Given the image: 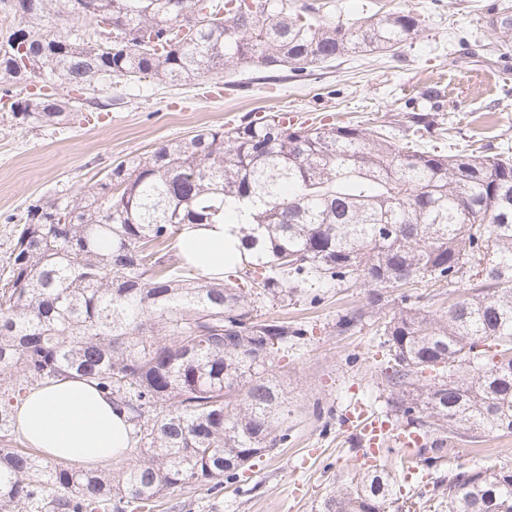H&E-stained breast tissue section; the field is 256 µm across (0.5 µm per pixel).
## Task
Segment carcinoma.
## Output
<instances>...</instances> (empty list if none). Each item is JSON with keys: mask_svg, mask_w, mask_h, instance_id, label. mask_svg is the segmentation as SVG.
<instances>
[{"mask_svg": "<svg viewBox=\"0 0 512 512\" xmlns=\"http://www.w3.org/2000/svg\"><path fill=\"white\" fill-rule=\"evenodd\" d=\"M17 25L0 36V95L22 123L64 125L74 91L112 80L181 85L228 66L304 77L341 57L389 53L426 31L400 7L352 22L291 0H0ZM502 50L512 4H490ZM118 27L112 40L99 20ZM75 20L77 25L60 27ZM23 35L21 66L3 49ZM434 115L397 134L383 124L293 125L247 112L233 126L121 160L86 191L39 199L0 277V512H152L167 491L219 487L288 439L281 354L309 329L258 306L321 301L318 288L398 293L383 322L382 382L394 426L439 466L447 447L512 436V156L418 145ZM243 215L250 260L220 278L170 254L185 224ZM448 289L436 315L414 289ZM78 375L125 410L127 454L86 470L17 447L14 403ZM375 467L340 484L320 512H512V467L460 463L437 498L401 502Z\"/></svg>", "mask_w": 512, "mask_h": 512, "instance_id": "cac0c4a2", "label": "carcinoma"}]
</instances>
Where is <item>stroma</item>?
I'll return each instance as SVG.
<instances>
[{
  "mask_svg": "<svg viewBox=\"0 0 512 512\" xmlns=\"http://www.w3.org/2000/svg\"><path fill=\"white\" fill-rule=\"evenodd\" d=\"M492 0H325L331 20L350 21L382 6L423 15L428 30L399 56L344 57L312 75L270 83L251 68L218 78L169 86L146 79L98 90L118 100L112 109L65 125L21 124L0 104V260L12 250L30 204L88 189L114 163L235 122L247 112H285L295 121L330 116L370 128L409 126L420 113L439 124L425 132L427 148L500 153L512 147V53L491 46ZM399 301L374 302L370 289L331 288L318 304L289 308L288 319L308 325L304 344L281 358L278 375L293 413L286 444L253 460L223 486L171 490L154 512H319L338 484L358 473L362 452L341 417L367 405L377 414L383 350L378 325ZM363 309L352 331L338 333L339 315ZM484 455L512 465V436L449 445L435 475L447 479L458 463Z\"/></svg>",
  "mask_w": 512,
  "mask_h": 512,
  "instance_id": "stroma-1",
  "label": "stroma"
}]
</instances>
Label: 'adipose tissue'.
<instances>
[{
  "label": "adipose tissue",
  "mask_w": 512,
  "mask_h": 512,
  "mask_svg": "<svg viewBox=\"0 0 512 512\" xmlns=\"http://www.w3.org/2000/svg\"><path fill=\"white\" fill-rule=\"evenodd\" d=\"M179 254L206 275H223L248 253L236 219L189 224L176 240ZM18 432L46 456L89 466L120 461L130 446L126 415L92 383L66 376L32 386L14 409Z\"/></svg>",
  "instance_id": "obj_1"
}]
</instances>
